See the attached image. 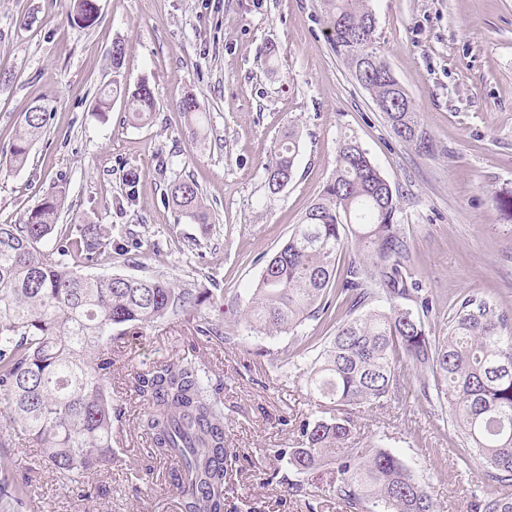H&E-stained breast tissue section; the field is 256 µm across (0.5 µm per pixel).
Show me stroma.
Masks as SVG:
<instances>
[{
	"instance_id": "1",
	"label": "stroma",
	"mask_w": 512,
	"mask_h": 512,
	"mask_svg": "<svg viewBox=\"0 0 512 512\" xmlns=\"http://www.w3.org/2000/svg\"><path fill=\"white\" fill-rule=\"evenodd\" d=\"M94 26L70 22L63 0H0V152L24 112L48 105L45 133L22 169L0 175V224H20L57 186L70 208L61 224L113 225L134 237L127 254L89 266L95 275L160 276L180 288H211L224 304L201 312L230 339L195 338L182 318L112 342L117 462L81 501L42 471L22 512H180L175 462L149 457L139 427L146 408L131 375L185 355L222 385L224 441L232 464L228 512H348L331 488L334 468L289 493V453L299 423L316 414L305 348L333 335L311 321L303 339L248 334L230 301L246 304L265 261L301 223L335 169L339 138L355 136L397 194L396 219L413 245V271L446 332L454 302L494 301L512 317V0H371L381 52L420 114L431 143L419 151L397 138L370 94L332 48L322 0H98ZM34 24L22 25L23 17ZM126 55L112 69V44ZM120 74L127 88L148 82L156 112L129 122L121 97L97 111L101 89ZM195 94L206 114L200 150L178 108ZM298 132L294 177L270 193L263 167L288 127ZM140 176L134 204L117 207L126 172ZM191 178L212 212L208 234L164 202L172 180ZM399 402L360 413L358 438L398 454L422 475L439 512H467L483 487L478 458L461 464V442L435 421L414 371Z\"/></svg>"
}]
</instances>
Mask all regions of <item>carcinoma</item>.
Listing matches in <instances>:
<instances>
[{"label":"carcinoma","mask_w":512,"mask_h":512,"mask_svg":"<svg viewBox=\"0 0 512 512\" xmlns=\"http://www.w3.org/2000/svg\"><path fill=\"white\" fill-rule=\"evenodd\" d=\"M330 39L352 76L386 113L391 129L419 150L429 148L412 105L389 97V66L362 36L376 34L369 0H323ZM98 0H68L67 18L82 28L98 20ZM122 41L112 45V88L98 94L107 112L123 92L130 121L148 122L153 91L143 81L121 89ZM188 123L204 130L194 95L179 103ZM50 112L37 105L15 133L5 169L23 168ZM297 136L288 132L265 167L276 194L293 176ZM139 174L126 173L123 200L136 201ZM166 200L180 215L208 230L211 210L199 185L175 179ZM61 187L47 195L22 224H0V417L32 440L41 464L80 500L93 497L95 476L112 466V332L137 334L143 326L175 320L213 297L206 287L177 288L158 276H104L80 264L112 258L124 244L112 226H58L66 206ZM397 200L388 181L352 136L336 148V169L283 246L267 261L242 314L249 331L277 336L326 314L335 334L311 360L306 384L319 396L321 415L300 425L301 446L289 455L295 474L336 468V499L355 512H437L423 478L392 451L374 447L365 457L339 452L354 438L355 414L382 408L401 396L402 371L419 373V392L438 419L451 423L463 443V463L477 455L484 481L512 486V319L485 300L466 296L455 305L443 336L432 334L433 301L415 278L411 243L396 222ZM354 241L343 266L337 257ZM383 306L361 311L372 302ZM197 336L224 338L223 328L200 316ZM148 404L140 426L152 453L177 464L181 512H225L228 469L224 402L210 375L179 357L135 376ZM12 434L0 435V500L16 504L31 478H9ZM470 512H512V494L482 491Z\"/></svg>","instance_id":"cac0c4a2"}]
</instances>
